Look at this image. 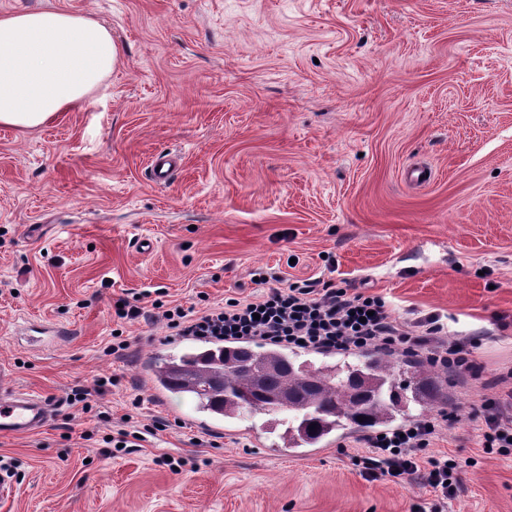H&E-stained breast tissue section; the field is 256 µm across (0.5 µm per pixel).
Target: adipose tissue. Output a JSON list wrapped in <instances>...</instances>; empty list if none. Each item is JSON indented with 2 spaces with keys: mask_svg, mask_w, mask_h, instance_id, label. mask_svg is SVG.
Here are the masks:
<instances>
[{
  "mask_svg": "<svg viewBox=\"0 0 512 512\" xmlns=\"http://www.w3.org/2000/svg\"><path fill=\"white\" fill-rule=\"evenodd\" d=\"M110 30L53 8L0 13V126L36 129L81 107L120 62Z\"/></svg>",
  "mask_w": 512,
  "mask_h": 512,
  "instance_id": "adipose-tissue-1",
  "label": "adipose tissue"
}]
</instances>
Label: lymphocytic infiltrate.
<instances>
[{
	"label": "lymphocytic infiltrate",
	"instance_id": "1",
	"mask_svg": "<svg viewBox=\"0 0 512 512\" xmlns=\"http://www.w3.org/2000/svg\"><path fill=\"white\" fill-rule=\"evenodd\" d=\"M264 292L255 298H231L223 308L186 312L181 307L162 316L178 335L205 341H241L285 345L294 349L351 350L400 349L423 353L452 376H480L474 357L479 336L452 339L437 316L408 323L391 315L379 297L333 287L312 280L303 284L271 285L259 277ZM482 447L485 452L512 454V393L484 400ZM458 420L455 410L445 409L427 420L402 429L365 436L362 475L375 481H411L428 487L438 499L455 494L463 465L452 455L423 456L443 430Z\"/></svg>",
	"mask_w": 512,
	"mask_h": 512
}]
</instances>
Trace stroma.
<instances>
[{"mask_svg": "<svg viewBox=\"0 0 512 512\" xmlns=\"http://www.w3.org/2000/svg\"><path fill=\"white\" fill-rule=\"evenodd\" d=\"M24 8L91 16L122 60L78 110L0 126V368L52 409L0 437V512H432L421 485L365 480L363 432L291 448L272 416L210 431L153 401L155 359L183 348L154 302L252 298L259 273L482 333L483 377L449 381L461 418L426 453L477 461L443 512H512L480 412L512 369V0H0ZM101 377L91 412L67 406ZM122 429L143 439L116 454Z\"/></svg>", "mask_w": 512, "mask_h": 512, "instance_id": "obj_1", "label": "stroma"}]
</instances>
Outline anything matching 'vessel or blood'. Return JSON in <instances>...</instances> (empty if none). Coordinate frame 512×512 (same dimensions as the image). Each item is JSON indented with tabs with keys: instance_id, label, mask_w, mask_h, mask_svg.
Here are the masks:
<instances>
[{
	"instance_id": "1",
	"label": "vessel or blood",
	"mask_w": 512,
	"mask_h": 512,
	"mask_svg": "<svg viewBox=\"0 0 512 512\" xmlns=\"http://www.w3.org/2000/svg\"><path fill=\"white\" fill-rule=\"evenodd\" d=\"M51 417L50 405L41 397L15 389L0 371V435L33 434Z\"/></svg>"
}]
</instances>
